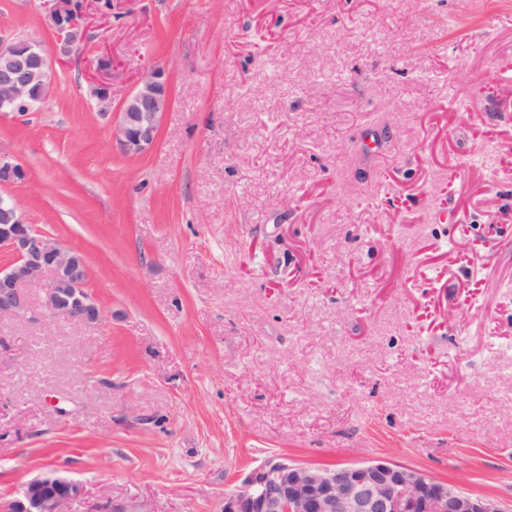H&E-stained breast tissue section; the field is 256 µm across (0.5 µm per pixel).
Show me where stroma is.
Here are the masks:
<instances>
[{
	"mask_svg": "<svg viewBox=\"0 0 512 512\" xmlns=\"http://www.w3.org/2000/svg\"><path fill=\"white\" fill-rule=\"evenodd\" d=\"M0 31L52 45L40 0ZM112 102L164 70L156 146ZM0 185L108 315L0 321V503L36 475L221 512L247 471L386 459L512 503V0H112ZM111 73L112 57L108 52H102L94 73L89 76L98 112L103 115L117 112L112 120V142L120 152L126 155L145 153L157 143L163 115L172 103L168 81L162 70H147L114 110L107 81Z\"/></svg>",
	"mask_w": 512,
	"mask_h": 512,
	"instance_id": "stroma-1",
	"label": "stroma"
}]
</instances>
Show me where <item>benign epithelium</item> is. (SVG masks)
<instances>
[{
	"label": "benign epithelium",
	"mask_w": 512,
	"mask_h": 512,
	"mask_svg": "<svg viewBox=\"0 0 512 512\" xmlns=\"http://www.w3.org/2000/svg\"><path fill=\"white\" fill-rule=\"evenodd\" d=\"M45 24L56 33L49 48L18 35H0V116H23L46 99L54 65L79 58L88 39L89 0H51ZM112 57L101 53L89 76L98 111L115 114L112 142L126 155L147 152L158 141L172 98L164 72L147 70L117 109H112L108 76ZM4 183L26 176L20 163L0 157ZM0 248L12 261L0 267V320L30 309L25 289L43 286L41 305L51 320L100 324L103 308L86 289L85 262L33 229L11 198L0 196ZM81 486L56 471L24 483L3 512H73ZM222 512H509L502 502L470 494L434 475L378 459L334 467L303 466L285 458L252 469L224 494Z\"/></svg>",
	"instance_id": "1"
}]
</instances>
